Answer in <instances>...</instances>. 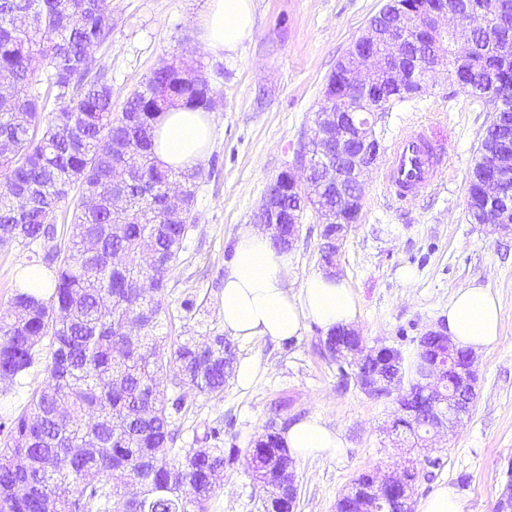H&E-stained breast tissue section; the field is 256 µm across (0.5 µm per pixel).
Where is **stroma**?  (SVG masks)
Wrapping results in <instances>:
<instances>
[{
  "label": "stroma",
  "mask_w": 512,
  "mask_h": 512,
  "mask_svg": "<svg viewBox=\"0 0 512 512\" xmlns=\"http://www.w3.org/2000/svg\"><path fill=\"white\" fill-rule=\"evenodd\" d=\"M385 0H254L252 39L230 54L210 52L191 24L207 0H112V34L92 56L112 85L114 109L145 83L162 62L185 63L211 75L220 105L214 140L201 163L195 222L168 277L161 321L163 336L206 341L223 333L220 299L231 241L252 223L271 179L294 160L304 132L313 127L328 76L366 29ZM488 112L475 98L451 87L446 74L429 81L422 96L385 114L377 125L382 145L419 122L444 140L453 158L434 193L399 203L385 197L380 169L364 178L365 201L336 266L360 306L355 323L367 341L378 340L412 359L420 336L439 326L452 294L483 286L502 306L497 344L476 358L474 407L452 432L432 433L429 449L397 446L389 432L399 415L394 398H371L336 364L323 358L325 337L308 325L298 338H257L236 344L237 360L259 367L254 386L244 390L227 381L224 395L211 399L186 393L178 416L177 447L193 448L210 428L224 440L251 447L271 417L294 422L321 418L338 431L345 452L334 459L299 460L296 512H334L337 500L363 472H391L405 460L421 476L414 500L441 484L455 486L465 512H496L507 470L512 469V234L500 236L471 223L466 188L483 137ZM319 226L302 220L292 249V289L319 272ZM30 252L16 243L0 245V309L30 267ZM412 268V282L400 277ZM194 300L196 313L182 308ZM48 357L20 382L0 383V421L20 414L34 390L49 381ZM263 491L245 462L224 473V488L209 512H262Z\"/></svg>",
  "instance_id": "1"
}]
</instances>
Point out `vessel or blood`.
Here are the masks:
<instances>
[{
    "label": "vessel or blood",
    "instance_id": "vessel-or-blood-1",
    "mask_svg": "<svg viewBox=\"0 0 512 512\" xmlns=\"http://www.w3.org/2000/svg\"><path fill=\"white\" fill-rule=\"evenodd\" d=\"M439 177L435 149L425 127H411L392 141L382 168L386 196L404 200L434 189Z\"/></svg>",
    "mask_w": 512,
    "mask_h": 512
}]
</instances>
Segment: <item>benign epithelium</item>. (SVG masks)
Segmentation results:
<instances>
[{
	"instance_id": "7a95c632",
	"label": "benign epithelium",
	"mask_w": 512,
	"mask_h": 512,
	"mask_svg": "<svg viewBox=\"0 0 512 512\" xmlns=\"http://www.w3.org/2000/svg\"><path fill=\"white\" fill-rule=\"evenodd\" d=\"M494 10L500 25L512 27V0H495ZM420 27L434 34H446L456 28L449 16L445 0H432L420 16ZM390 47V55L383 58L376 50L377 43ZM403 39L398 20L384 26L372 22L352 44L351 49L362 56V62L353 71L335 82L325 85L323 97L326 110L319 113L311 141L317 154L336 162V203L315 204L307 208L310 198L324 192L325 183L312 179L311 162L301 157L297 149L292 164L286 166L279 180L270 182L265 190L255 223L277 239L282 234L278 207L274 196L293 193L299 197L297 206L288 209V248L300 238V224L309 211L320 227L322 261L326 269L333 268L330 255L339 251L353 224L357 223L363 208L362 177L378 161L380 145L376 136L377 116L353 110L359 94L387 79L406 80L402 67ZM489 174L483 183L488 201L499 198L508 178H512V158H491ZM426 355V365L415 383L416 389L401 391L403 382L402 358L398 350L384 351V346L369 347L361 334L350 328H338L321 342L323 356L340 369L356 367L353 378L366 395L376 398L397 394L403 415L391 426V433L405 422L418 419L429 429L452 431L463 416L471 411L475 396L477 375L475 355L470 350L455 347L448 334L440 328L428 330L419 339ZM417 481L416 465L410 463L397 476H375L363 483L353 482L339 498L346 512H413V485ZM265 512H294L298 483L295 465L288 461V483L266 482Z\"/></svg>"
}]
</instances>
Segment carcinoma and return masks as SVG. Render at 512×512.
Returning <instances> with one entry per match:
<instances>
[{
  "instance_id": "1",
  "label": "carcinoma",
  "mask_w": 512,
  "mask_h": 512,
  "mask_svg": "<svg viewBox=\"0 0 512 512\" xmlns=\"http://www.w3.org/2000/svg\"><path fill=\"white\" fill-rule=\"evenodd\" d=\"M448 0L466 23L473 2ZM404 42L425 39L418 18L425 0H402ZM112 34V0H0V245L17 242L53 269L50 293L15 285L0 313V381L15 383L50 339V383L25 410L0 423V512H208L224 487V469L242 454L227 448H176L180 389L210 398L224 393L233 367L222 335L206 343L167 342L157 333L169 272L194 223L202 169L160 167L155 123L177 103L213 110L209 76L182 83L154 69L121 111L92 50ZM462 58L444 62L448 81L492 106L467 186L470 220L484 223L486 156L512 146V34L494 19L470 36ZM418 84L392 83L360 95L358 112H391L377 95L416 97ZM123 172L124 206L112 203V173ZM183 207L167 209L169 186ZM67 246L56 237L57 214L71 193ZM90 197L94 204H83ZM252 475L277 479L288 467L274 422L253 442Z\"/></svg>"
}]
</instances>
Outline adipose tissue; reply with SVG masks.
Here are the masks:
<instances>
[{
  "label": "adipose tissue",
  "instance_id": "adipose-tissue-1",
  "mask_svg": "<svg viewBox=\"0 0 512 512\" xmlns=\"http://www.w3.org/2000/svg\"><path fill=\"white\" fill-rule=\"evenodd\" d=\"M193 23L212 53L234 52L254 33L253 0H208L207 9ZM214 133L213 113L175 105L155 125V157L168 168L195 167L206 156ZM292 275L289 253L276 251L266 233L241 225L224 274L225 332L243 341L264 337L288 341L311 323L328 331L356 322L358 302L346 281L313 273L295 292L289 286ZM442 327L461 347L477 352L489 349L500 336V303L489 288L458 289L442 315ZM282 441L298 459L333 458L343 450L339 433L313 417L293 423Z\"/></svg>",
  "mask_w": 512,
  "mask_h": 512
}]
</instances>
